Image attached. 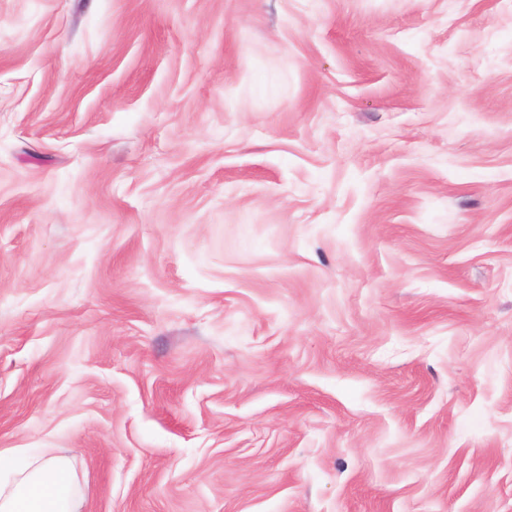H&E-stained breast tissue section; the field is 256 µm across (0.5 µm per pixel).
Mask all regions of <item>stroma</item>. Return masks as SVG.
Instances as JSON below:
<instances>
[{
    "instance_id": "1",
    "label": "stroma",
    "mask_w": 512,
    "mask_h": 512,
    "mask_svg": "<svg viewBox=\"0 0 512 512\" xmlns=\"http://www.w3.org/2000/svg\"><path fill=\"white\" fill-rule=\"evenodd\" d=\"M85 512H512V0H0V449Z\"/></svg>"
}]
</instances>
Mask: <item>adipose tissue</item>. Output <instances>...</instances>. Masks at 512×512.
<instances>
[{
	"instance_id": "1",
	"label": "adipose tissue",
	"mask_w": 512,
	"mask_h": 512,
	"mask_svg": "<svg viewBox=\"0 0 512 512\" xmlns=\"http://www.w3.org/2000/svg\"><path fill=\"white\" fill-rule=\"evenodd\" d=\"M0 512H84L67 456L0 450Z\"/></svg>"
}]
</instances>
